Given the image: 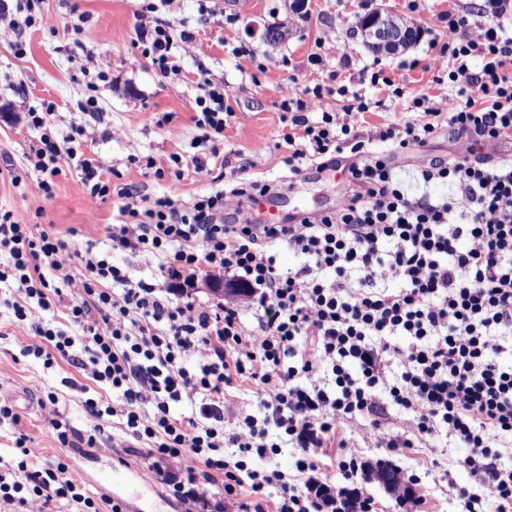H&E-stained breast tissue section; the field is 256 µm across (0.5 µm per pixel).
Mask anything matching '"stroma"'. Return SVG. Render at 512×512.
I'll use <instances>...</instances> for the list:
<instances>
[{"instance_id": "stroma-1", "label": "stroma", "mask_w": 512, "mask_h": 512, "mask_svg": "<svg viewBox=\"0 0 512 512\" xmlns=\"http://www.w3.org/2000/svg\"><path fill=\"white\" fill-rule=\"evenodd\" d=\"M486 0H419V10L408 13L405 0H306L302 11H294L292 0H219L214 14H201V0H180L177 9L159 8L157 15L174 28L195 30L196 40L179 57L180 71L162 77L150 60L142 58L136 44V14L142 0H45L44 9L54 18L53 28H24V54H16L0 43V171L23 173L21 186L0 178V208L11 211L15 221L39 224L66 240L71 250L92 245L108 249L107 228L119 219L115 197L89 208L83 185L76 172L64 171L56 179L52 198L41 196L37 176L26 173L25 155L37 142L39 132L25 125V112L48 105L52 124L59 135H68L72 126L83 125V145L87 150L107 155L118 181L151 198L178 195L183 200L206 192L192 173L183 179H159L151 171L130 165L129 156H152L168 162L170 155H190L199 134L193 117L201 70L224 81L233 110L224 129L221 161L215 171L224 181L244 177L273 180L285 176L279 151L273 145L283 132L279 87L295 83L297 89L311 88L338 80L345 94L328 97V109L343 111L352 93L379 99L381 91L360 81L364 68L379 64L388 75L408 90L432 96L453 95L456 85L434 82L424 70L428 42L442 37V16L450 8L468 13L471 22L483 23L488 12ZM379 10L398 17H411L420 29L417 42L394 55H376L364 45L357 28L359 16ZM87 23H79V15ZM286 24L291 34L277 48L261 39L264 30ZM331 32L339 52L324 60L321 69L308 63L315 40ZM107 57L111 71L98 82L94 92L100 110L95 115L82 112L76 88L82 80L80 59L86 53ZM170 116L180 138L166 135L157 121ZM127 128L124 137L112 136L114 126ZM336 180L315 184H295L285 196L255 208L258 223L274 222L288 208L315 202L329 206L336 196ZM12 278L0 280V404L9 406L15 420L0 419V470L10 468L15 459V439L27 435L40 456L33 463L42 471L65 466L67 476L76 481L85 495L102 502L96 483L112 477V492L134 503L140 512H188L189 505L175 498L161 483L151 487L138 484L132 471L142 470L144 451L137 447L109 449L110 436L119 434V417L104 416L96 445H89L91 428L86 420L85 402L111 398L105 384L94 381L75 360H57L45 365L33 351L38 338L33 329L19 326L6 300L14 296ZM54 398L62 422L53 429L43 415L41 402ZM66 431L67 444H60L58 431ZM362 461L387 459L414 475L413 497L399 500L378 482L355 475L353 484L374 505V512H463L458 497L470 480L461 461L466 454L461 445L436 437L430 447L390 451L364 442L359 430L345 433Z\"/></svg>"}]
</instances>
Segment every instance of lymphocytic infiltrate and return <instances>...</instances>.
<instances>
[{"mask_svg": "<svg viewBox=\"0 0 512 512\" xmlns=\"http://www.w3.org/2000/svg\"><path fill=\"white\" fill-rule=\"evenodd\" d=\"M43 0H16L13 16L0 14V42L22 51L21 28L51 27ZM143 0L135 32L141 55L161 76L177 74L178 48L195 34L160 21L159 5ZM448 36L429 46L426 70L447 75L457 97H428L371 72L370 85H384V107L417 112V119L361 130L359 114L370 111L365 95L353 94L344 111L326 109L332 87L315 85L305 95L282 91L287 127L282 163L299 175L305 164L334 162L350 154V189L340 209L296 224H258L256 198L276 193L277 182L239 181L213 187L188 204L162 196L140 204L126 185H113L109 157L86 153L85 130L66 138L49 128L50 115L28 112V126L41 129L25 156L38 188L52 197L64 169L75 170L89 204L121 198L119 223L108 229L110 248L71 252L60 238L36 224L0 211V254H8L18 282L12 302L21 325L36 328L51 348L46 364L73 355V337L45 327L44 311L60 298L68 316L92 345L89 373L107 383L121 410L87 400L93 431L103 416L121 417L122 431L145 450L146 475L167 485L197 512H336L353 500L357 512H372L369 498L350 481L360 468L356 454L339 464L343 484L310 479L288 482L278 470L247 471V457L276 451L272 434L287 436L297 451V471H316L313 449L346 447L341 432L362 425V437L392 450L424 448L445 435L468 450L462 461L471 487L490 491L497 512H512V466L499 463L497 447L512 434V366L498 362L512 347V158L485 160L478 148L512 143V38L497 23L471 24L448 12ZM482 60L469 70L470 57ZM194 123L209 151L190 159L197 181L214 180L211 161L224 144V82L201 74ZM320 113L308 123L304 115ZM453 136L448 158L429 159L404 181L394 151L424 146L440 129ZM433 184L447 187L431 196ZM233 211L234 223L224 221ZM286 245L299 260L283 270L273 251ZM149 254L162 275L186 281L201 267L224 273L233 296L219 305L176 302L154 285L132 281L113 253ZM50 266L62 278L53 286L42 274ZM124 290L114 294V284ZM256 327H246L245 314ZM330 369L333 387L314 376ZM252 383L262 394V419L240 417L224 405V390ZM400 407L384 427L385 402ZM191 408L177 418L171 406ZM16 470L0 473V505L21 503L23 512H51L66 499L94 508L91 497L61 472L31 470L38 449L18 438ZM237 449L231 461L226 449ZM206 470L193 478L192 463ZM223 481L224 496L211 487ZM249 487L248 500L238 490ZM277 490L276 499L265 488Z\"/></svg>", "mask_w": 512, "mask_h": 512, "instance_id": "f902f5d3", "label": "lymphocytic infiltrate"}]
</instances>
